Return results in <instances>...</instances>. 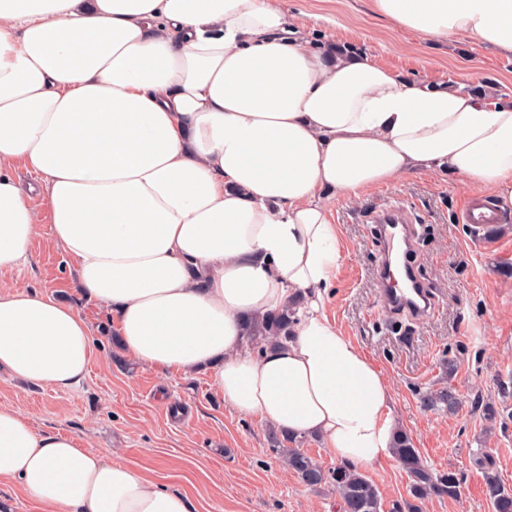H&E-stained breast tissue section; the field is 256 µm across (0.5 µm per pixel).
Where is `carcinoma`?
I'll use <instances>...</instances> for the list:
<instances>
[{"instance_id": "obj_1", "label": "carcinoma", "mask_w": 512, "mask_h": 512, "mask_svg": "<svg viewBox=\"0 0 512 512\" xmlns=\"http://www.w3.org/2000/svg\"><path fill=\"white\" fill-rule=\"evenodd\" d=\"M293 322L294 310L289 307L251 318L245 322L247 338L260 350L274 340L287 337ZM423 405L431 409L441 405L452 413L458 401L450 389L443 388L425 395ZM269 442V451L283 458L301 483L310 487L333 485L342 501V512H384L379 488L355 467L340 464L333 469L323 468L302 448L301 436L272 430ZM393 456L406 472L410 490V499L397 504L393 512H422V502L432 495L451 499L461 495L462 481L458 474L438 473L426 465L412 438L401 429L395 436ZM484 494L491 512H512V488L498 475L485 472Z\"/></svg>"}]
</instances>
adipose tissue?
<instances>
[{"label": "adipose tissue", "mask_w": 512, "mask_h": 512, "mask_svg": "<svg viewBox=\"0 0 512 512\" xmlns=\"http://www.w3.org/2000/svg\"><path fill=\"white\" fill-rule=\"evenodd\" d=\"M397 28L512 55V0H370ZM25 167L39 178L23 188ZM445 170L512 205V98L309 50L277 0H0V272L49 220L82 297L143 368L210 376L226 405L390 457L393 390L328 318L331 198ZM294 306L252 353L250 317ZM95 330L59 298L0 289V368L70 389ZM43 512H195L130 464L0 406V483Z\"/></svg>", "instance_id": "obj_1"}]
</instances>
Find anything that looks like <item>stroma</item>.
<instances>
[{
    "label": "stroma",
    "instance_id": "stroma-1",
    "mask_svg": "<svg viewBox=\"0 0 512 512\" xmlns=\"http://www.w3.org/2000/svg\"><path fill=\"white\" fill-rule=\"evenodd\" d=\"M311 42L333 40L415 80L468 82L512 96V56L464 42L438 43L373 16L365 0H281ZM470 191L445 171L422 172L378 186L354 200L336 197L342 258L326 298L330 321L387 375L394 415L425 464L462 479L456 499L433 497L423 512H490L484 468L512 488V398L495 421L479 400L512 389V217L491 236L461 220ZM391 203L419 224L408 262L433 291V315L415 323L382 310L374 283L376 241L366 219ZM0 281L71 302L93 326L111 325L103 306L81 299L72 263L49 229L34 241L28 263ZM95 360L71 390L25 386L0 372V405L20 410L42 432L77 437L83 447L137 466L157 484L188 492L197 512H339L330 486L299 483L269 452V426L224 403L208 375L142 369L110 339L95 338ZM455 371H447L446 360ZM450 387L455 413L430 410L421 397ZM386 506L408 497V477L394 458L367 467Z\"/></svg>",
    "mask_w": 512,
    "mask_h": 512
}]
</instances>
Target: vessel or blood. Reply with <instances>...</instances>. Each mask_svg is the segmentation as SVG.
Segmentation results:
<instances>
[{"label": "vessel or blood", "mask_w": 512, "mask_h": 512, "mask_svg": "<svg viewBox=\"0 0 512 512\" xmlns=\"http://www.w3.org/2000/svg\"><path fill=\"white\" fill-rule=\"evenodd\" d=\"M462 219L474 228L485 231L493 230L503 221L500 210L480 197L472 198L462 212ZM368 221L376 226L381 267L379 297L383 307L417 317L429 315L433 309V299L423 288L414 268L403 265L398 275L392 270L393 256L412 250L415 242V230L404 209L390 204L369 215Z\"/></svg>", "instance_id": "vessel-or-blood-1"}]
</instances>
